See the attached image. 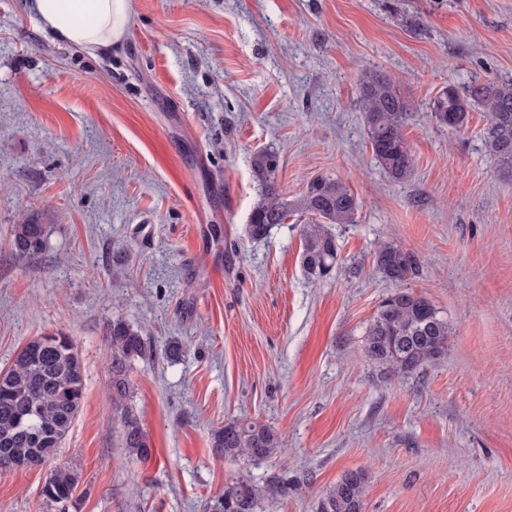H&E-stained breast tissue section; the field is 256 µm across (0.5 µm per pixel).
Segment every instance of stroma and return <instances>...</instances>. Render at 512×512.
Returning <instances> with one entry per match:
<instances>
[{
    "instance_id": "1",
    "label": "stroma",
    "mask_w": 512,
    "mask_h": 512,
    "mask_svg": "<svg viewBox=\"0 0 512 512\" xmlns=\"http://www.w3.org/2000/svg\"><path fill=\"white\" fill-rule=\"evenodd\" d=\"M129 2L104 50L0 0V369L61 332L85 383L53 463L76 470L75 506L43 501L46 465L0 472V512H204L239 476L287 482L264 512H318L355 470L365 512H512V181L485 152L481 110L461 132L428 112L447 84L512 78V0ZM375 73L414 106L402 182L362 117ZM263 149L288 200L325 177L359 201L332 228L340 260L322 281L302 271L298 218L246 232ZM30 215L47 229L35 260L11 247ZM383 241L415 252L419 275L385 279ZM403 289L447 321L448 346L394 376L365 333ZM116 318L151 346L131 374L151 448L136 464L112 420ZM242 418L277 431L282 452L215 458L212 429Z\"/></svg>"
}]
</instances>
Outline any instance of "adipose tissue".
Masks as SVG:
<instances>
[{
  "label": "adipose tissue",
  "mask_w": 512,
  "mask_h": 512,
  "mask_svg": "<svg viewBox=\"0 0 512 512\" xmlns=\"http://www.w3.org/2000/svg\"><path fill=\"white\" fill-rule=\"evenodd\" d=\"M28 5L53 35L78 46H115L130 21L128 0H29Z\"/></svg>",
  "instance_id": "obj_1"
}]
</instances>
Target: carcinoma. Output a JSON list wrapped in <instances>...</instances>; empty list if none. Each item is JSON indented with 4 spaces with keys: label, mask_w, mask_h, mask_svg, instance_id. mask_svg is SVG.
<instances>
[{
    "label": "carcinoma",
    "mask_w": 512,
    "mask_h": 512,
    "mask_svg": "<svg viewBox=\"0 0 512 512\" xmlns=\"http://www.w3.org/2000/svg\"><path fill=\"white\" fill-rule=\"evenodd\" d=\"M361 104L372 155L388 176L402 182L409 178L412 158L404 129L412 118L410 101L391 81L375 77L361 84ZM485 112L483 141L499 172L512 178V81H490L459 88L449 84L431 98L428 108L434 121L452 131L467 129L475 108ZM262 188L247 224L250 238L260 240L275 224L301 214V265L305 275L319 281L338 262L332 224H352L359 202L339 179L316 178L304 195L290 202L279 193L276 176L279 155L263 151L252 161ZM12 248L25 259H37L46 248V225L31 217L12 232ZM377 270L387 279L404 282L419 272L414 252L393 242L380 243L374 252ZM448 344V322L431 302L411 291H400L380 305L366 329L370 359L386 365L395 375L409 374L437 359ZM106 347L112 365V420L118 422L121 442L132 461L151 454L138 413L130 404L134 362L149 351L141 329L117 318L108 326ZM84 399L81 359L71 337L45 334L29 341L12 365L0 371V470L37 468L55 458L77 417ZM212 453L224 459H265L283 448L278 434L256 420L234 419L211 431ZM77 473L68 467L54 469L41 489L49 504L72 500ZM288 493V486L264 487L238 477L224 491L206 502V512H259L268 497ZM364 474L351 471L322 497L319 512H364Z\"/></svg>",
    "instance_id": "carcinoma-1"
}]
</instances>
